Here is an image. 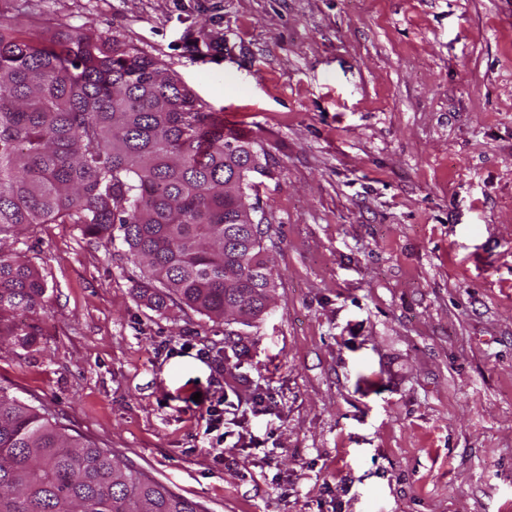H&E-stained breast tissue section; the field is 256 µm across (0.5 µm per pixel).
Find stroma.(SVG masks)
Returning <instances> with one entry per match:
<instances>
[{
  "instance_id": "1",
  "label": "stroma",
  "mask_w": 512,
  "mask_h": 512,
  "mask_svg": "<svg viewBox=\"0 0 512 512\" xmlns=\"http://www.w3.org/2000/svg\"><path fill=\"white\" fill-rule=\"evenodd\" d=\"M264 154L275 299L135 296L122 238L0 234L47 288L0 386L205 512H512V0H33ZM222 401L216 462L194 395Z\"/></svg>"
}]
</instances>
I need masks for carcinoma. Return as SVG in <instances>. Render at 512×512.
Masks as SVG:
<instances>
[{"mask_svg":"<svg viewBox=\"0 0 512 512\" xmlns=\"http://www.w3.org/2000/svg\"><path fill=\"white\" fill-rule=\"evenodd\" d=\"M217 113L151 56L117 38L49 36L0 9V233L78 224L122 233L144 276L137 297L229 321L273 299L263 238L247 231L259 155L224 162ZM46 286L0 248V321L44 308ZM0 512H203L201 505L65 433L0 387Z\"/></svg>","mask_w":512,"mask_h":512,"instance_id":"1","label":"carcinoma"}]
</instances>
